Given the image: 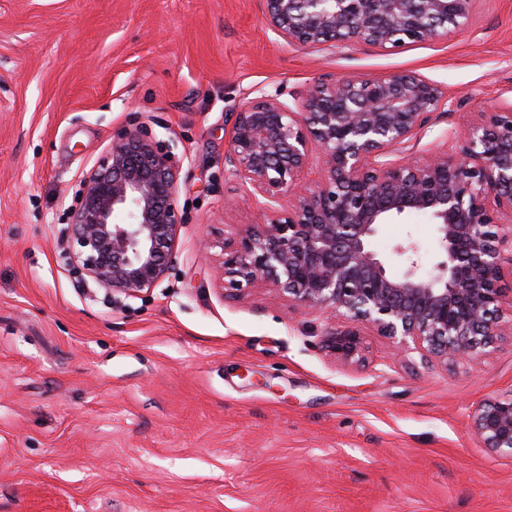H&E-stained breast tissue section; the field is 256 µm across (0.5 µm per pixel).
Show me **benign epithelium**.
I'll return each mask as SVG.
<instances>
[{"label": "benign epithelium", "mask_w": 512, "mask_h": 512, "mask_svg": "<svg viewBox=\"0 0 512 512\" xmlns=\"http://www.w3.org/2000/svg\"><path fill=\"white\" fill-rule=\"evenodd\" d=\"M289 45L394 49L471 27L477 0H262ZM448 93L411 73L315 85L290 104L274 96L232 114L224 166L266 222L224 237L226 291L269 288L344 326L327 332L336 363L363 358L370 325L428 360H469L501 335L504 254L512 253V108L490 107L461 142L391 163ZM320 180L308 183L312 161ZM182 163L144 124L123 129L81 179L61 247L86 288L136 299L176 259ZM435 226L439 260L419 259L412 234L391 257L372 249L379 226L411 215ZM481 448L512 457V393L470 415Z\"/></svg>", "instance_id": "benign-epithelium-1"}]
</instances>
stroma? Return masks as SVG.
Here are the masks:
<instances>
[{"label":"stroma","instance_id":"stroma-1","mask_svg":"<svg viewBox=\"0 0 512 512\" xmlns=\"http://www.w3.org/2000/svg\"><path fill=\"white\" fill-rule=\"evenodd\" d=\"M262 0H0V512H512V458L469 413L512 392V329L448 364L363 329L365 361L322 347L340 318L277 292L232 296L225 225L262 211L224 167L231 114L314 85L412 72L452 101L409 154L512 106V0L469 32L382 50L300 48ZM145 123L183 157L175 270L115 308L77 288L58 238L113 133ZM436 258L424 217L385 224Z\"/></svg>","mask_w":512,"mask_h":512}]
</instances>
